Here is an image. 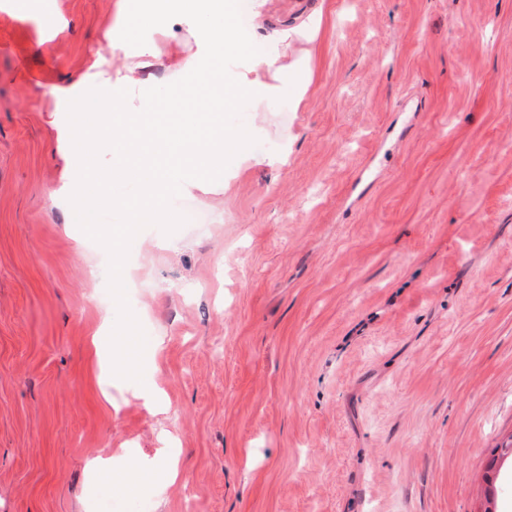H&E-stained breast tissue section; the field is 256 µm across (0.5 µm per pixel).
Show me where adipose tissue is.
<instances>
[{
    "mask_svg": "<svg viewBox=\"0 0 512 512\" xmlns=\"http://www.w3.org/2000/svg\"><path fill=\"white\" fill-rule=\"evenodd\" d=\"M189 18L201 34V53L173 57L170 69L178 78L179 94L206 93L219 101L216 110L203 112H165L158 99L143 91L142 59L121 58L124 43L138 39L144 27L167 31L170 19L162 13L145 12L140 0H122L119 9L122 41L104 32L106 52L93 56L72 88L70 98L82 109L83 126L70 140V163L82 174L94 169L99 149H110L115 165L113 178L134 179L141 188L132 196L111 193L100 186L96 193L80 196L87 208H115L127 212L131 223L92 226L97 239L112 255L116 281L126 277L125 248L137 240L144 217H169L168 169L171 161L206 177L218 176L224 160L237 156L249 137L245 127L225 129L224 113L248 99L276 104L288 73V30L275 31L272 46L257 43L243 33L242 17L259 20L258 0H191ZM246 55L254 64L249 77L225 81L227 57ZM92 349L101 388L111 386L117 376L112 360V317L103 315L94 332ZM176 437L166 434L148 464L137 472L139 482L154 477L175 482L181 475V452Z\"/></svg>",
    "mask_w": 512,
    "mask_h": 512,
    "instance_id": "ef3b65f1",
    "label": "adipose tissue"
}]
</instances>
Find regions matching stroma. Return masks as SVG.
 <instances>
[{
  "instance_id": "obj_1",
  "label": "stroma",
  "mask_w": 512,
  "mask_h": 512,
  "mask_svg": "<svg viewBox=\"0 0 512 512\" xmlns=\"http://www.w3.org/2000/svg\"><path fill=\"white\" fill-rule=\"evenodd\" d=\"M118 0H0V512H484L512 435V0H264L303 102L244 101L246 161L172 168L178 222L141 225L113 285L85 237L122 224L49 150L62 90ZM63 27L49 38L45 20ZM185 23L144 29L170 99ZM156 365L102 398L101 312ZM161 387L150 415L134 392ZM180 478L94 487L86 462ZM176 437L172 433H167L163 446L157 448L154 457L148 464H141L137 472V480L140 483H150L154 481V474L159 473L164 482L173 483L181 475L180 448H174Z\"/></svg>"
}]
</instances>
